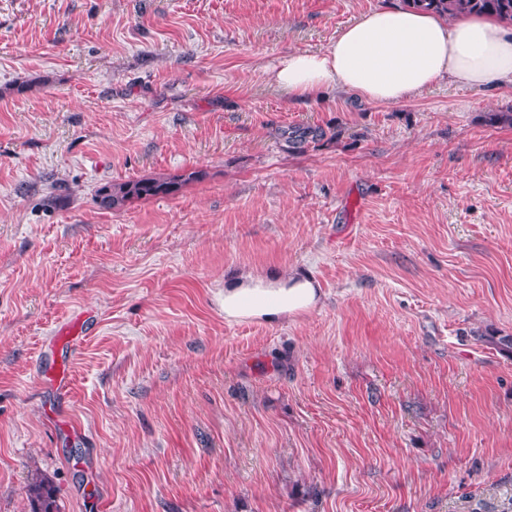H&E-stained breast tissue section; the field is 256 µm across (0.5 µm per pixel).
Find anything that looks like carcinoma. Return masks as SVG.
Segmentation results:
<instances>
[{
    "mask_svg": "<svg viewBox=\"0 0 512 512\" xmlns=\"http://www.w3.org/2000/svg\"><path fill=\"white\" fill-rule=\"evenodd\" d=\"M435 13L464 17L472 14H492L512 23V0H405ZM274 139L289 149H306L317 146L336 137L333 127L321 125L294 124L278 127L273 132ZM205 171L187 169L177 174L159 175L124 182H107L98 189L100 206L118 211L140 201L153 198L175 196L181 190L201 180ZM32 512H56L55 490L52 486L35 481L31 485Z\"/></svg>",
    "mask_w": 512,
    "mask_h": 512,
    "instance_id": "carcinoma-1",
    "label": "carcinoma"
}]
</instances>
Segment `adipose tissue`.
<instances>
[{"instance_id": "ef3b65f1", "label": "adipose tissue", "mask_w": 512, "mask_h": 512, "mask_svg": "<svg viewBox=\"0 0 512 512\" xmlns=\"http://www.w3.org/2000/svg\"><path fill=\"white\" fill-rule=\"evenodd\" d=\"M266 75L294 102L336 90L397 105L443 82L476 90L512 86V24L392 0L339 29L325 49L289 52ZM321 295L309 277L246 275L224 290V320L277 323L310 311Z\"/></svg>"}]
</instances>
